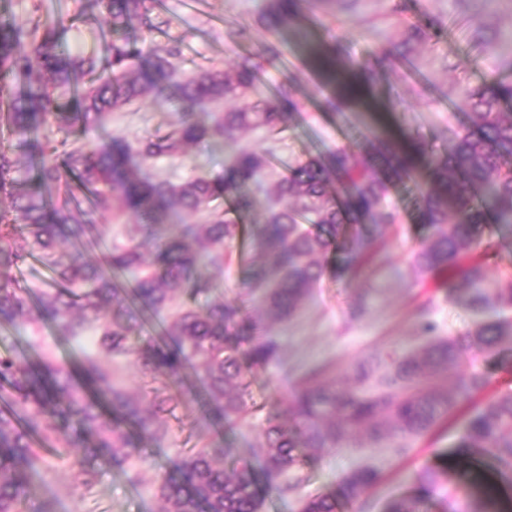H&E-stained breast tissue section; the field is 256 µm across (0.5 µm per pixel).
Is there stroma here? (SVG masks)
Returning a JSON list of instances; mask_svg holds the SVG:
<instances>
[{
    "mask_svg": "<svg viewBox=\"0 0 512 512\" xmlns=\"http://www.w3.org/2000/svg\"><path fill=\"white\" fill-rule=\"evenodd\" d=\"M399 3L401 11L395 15L389 0H317L281 32L282 54L270 58L260 53L270 39L260 19L266 0H202L192 13L184 10L181 0H159L162 25L131 26L130 36L143 55L178 45L180 53L173 64L182 73L213 64L229 69L241 56L259 54L263 71L259 93L265 95L279 84H290L302 110L279 131H248L233 143L209 138L193 145L185 156L148 163L145 172L174 182L200 174L219 175L235 148L241 146L268 155L271 168L265 181L270 184L300 159L339 147L362 150V143L351 139V125L369 126L377 121L390 136L425 144L427 152L415 157L416 166L444 157L468 121V112L459 102L461 89L512 81V0ZM37 11L51 17L75 16L73 27L64 36L72 52L99 48L104 19L95 11L78 15L75 0H0V12L24 29ZM432 23L440 26V36L415 44L412 52L380 70L367 88L368 103L349 106L342 117L325 109L330 88L311 64L300 32L339 45L341 52L334 65L347 71L400 43L411 29ZM171 93L170 87H163L141 103L112 112L102 121L88 118L68 132L51 120L40 128L39 135L92 145L115 137L144 140L165 133L177 121L180 107ZM388 201L399 211L401 222L392 229L373 228L379 246L358 277L346 281L326 274L294 317L266 322L265 333L280 342L282 355L267 367L249 369L255 404L286 405L290 395L303 388L310 369L322 368V382L340 383L352 364L371 354L417 348L422 342L417 313L424 302L434 305L440 335L457 336L472 327L475 317L464 307L462 293L451 287L448 271L422 278L413 272L414 255L426 231L415 222L412 195L395 182ZM263 218V208H256L244 220L245 233L226 246L231 261L224 271V299L238 303L252 318L258 315L259 302L243 281L255 256L249 229ZM92 347V337L68 341L50 326L32 332L0 324V353L32 357L41 352L65 359ZM462 366L486 372L493 393L512 391V341L502 340L492 355L466 352ZM467 413V407L454 408L447 424L414 443L403 457L393 453L395 440L368 448L356 439L348 448L310 460L298 493L284 496L267 489L260 512H299L302 498L337 487L343 475L365 464L379 471L380 480L369 490L365 504L347 503L341 512H382L388 500L414 496V476L427 467L448 469L465 490L493 486L498 499L512 503L511 471L488 456L466 458L460 454V424ZM168 424L161 441L141 440L143 462L118 465L97 457L93 462L95 486L84 495L68 480L73 456L43 450L37 485L26 499L24 512H160L152 484L178 452L212 441L247 458L258 444L257 427L220 429L200 397L179 404Z\"/></svg>",
    "mask_w": 512,
    "mask_h": 512,
    "instance_id": "obj_1",
    "label": "stroma"
}]
</instances>
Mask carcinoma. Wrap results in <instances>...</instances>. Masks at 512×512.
<instances>
[{"instance_id":"obj_1","label":"carcinoma","mask_w":512,"mask_h":512,"mask_svg":"<svg viewBox=\"0 0 512 512\" xmlns=\"http://www.w3.org/2000/svg\"><path fill=\"white\" fill-rule=\"evenodd\" d=\"M82 8L107 18L101 50L68 52L63 19L37 16L27 42L0 20V93L6 94L0 125L21 135L16 148H0V323H50L74 340L95 333V350L74 360L40 355L31 364L0 353V380L8 385L0 396V512H20L33 490L41 442L74 452L71 479L86 491L94 479L87 457L105 451L118 464L142 458L127 427L162 437L166 416L189 398L184 387L190 374L202 383L219 426L246 422L259 407L249 403L243 357L266 367L280 359L282 347L258 322L244 319L235 303L198 307L219 288L226 244L242 232L239 219L264 204V223L252 234L264 261L249 266L246 286L258 294L266 316L286 320L328 272V253L336 254L335 275H357L374 248L361 224L399 223L386 204L389 185L415 171L413 155L376 137L364 151L338 148L326 158L302 160L268 188V156L247 148L237 149L217 176L182 183L147 177L131 165L133 158H173L204 137L234 142L243 130L272 131L286 125L301 102L286 84L269 97H250L260 80L251 56L241 57L232 72L207 68L182 75L173 67V46L138 72L142 52L126 30L135 20L151 22L156 0H86ZM302 8L303 0H268L264 24L275 36ZM375 74L370 65L361 68L359 82L328 76V109L342 111ZM159 78L174 80L184 106L177 125L163 135L136 143L116 138L99 147L36 135L51 118L67 127L92 114L102 119L144 98ZM460 98L470 121L456 134L448 158L432 165L430 186L419 192L416 222L431 234L415 267L421 276L452 269V281L480 320L461 336L442 337L430 306L422 305L417 350L379 353L356 364L349 389L322 388L319 372H312L305 390L291 395L296 426L283 423L276 408L267 409L255 459L228 473L224 460L231 449L222 443L176 454L153 485L163 512H260L265 488L286 494L305 481L307 460L297 449L320 457L364 431L373 445L400 440L401 453L460 403L474 405L460 452H490L512 463V392L482 402L489 375L462 368L464 352L493 354L503 337H512V321L499 317L512 309V275L489 272L493 246L485 240L487 225L512 224V111L503 108L512 101V82L464 88ZM227 99L241 105L225 110ZM20 153L33 161L32 173L22 179L16 177ZM95 213L125 221L124 242L106 241L93 223ZM174 214L187 221L169 223ZM91 251L100 254L94 263L84 260ZM30 258L53 275L51 287L34 297L15 287V272ZM168 309L162 336L142 335L145 316ZM116 358L133 368L136 395L113 380ZM378 479L375 468L357 467L341 478L339 489L305 498L301 512H338L343 500H364ZM417 480L420 496L397 498L386 512H421L419 504L444 489L450 475L427 468ZM465 499L462 512L500 510L489 495Z\"/></svg>"}]
</instances>
